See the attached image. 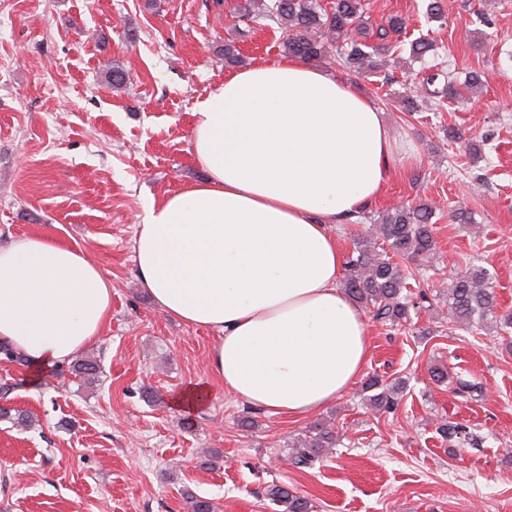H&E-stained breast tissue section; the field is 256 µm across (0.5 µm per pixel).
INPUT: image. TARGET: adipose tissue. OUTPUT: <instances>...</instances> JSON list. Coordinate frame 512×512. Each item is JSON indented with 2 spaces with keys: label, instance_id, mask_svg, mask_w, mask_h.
<instances>
[{
  "label": "adipose tissue",
  "instance_id": "adipose-tissue-1",
  "mask_svg": "<svg viewBox=\"0 0 512 512\" xmlns=\"http://www.w3.org/2000/svg\"><path fill=\"white\" fill-rule=\"evenodd\" d=\"M193 117L205 177L144 205L139 278L160 311L215 333L226 393L270 417L315 413L369 358L331 227L382 195L396 143L354 83L288 56L229 74ZM111 298L79 246L41 230L0 244V342L32 370L98 340Z\"/></svg>",
  "mask_w": 512,
  "mask_h": 512
}]
</instances>
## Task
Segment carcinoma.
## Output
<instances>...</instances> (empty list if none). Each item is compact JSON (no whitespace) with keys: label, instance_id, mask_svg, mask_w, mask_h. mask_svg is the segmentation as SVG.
<instances>
[{"label":"carcinoma","instance_id":"carcinoma-1","mask_svg":"<svg viewBox=\"0 0 512 512\" xmlns=\"http://www.w3.org/2000/svg\"><path fill=\"white\" fill-rule=\"evenodd\" d=\"M367 0H330L324 6L320 0H244L237 5L241 16L274 17L283 26L281 45L284 52L306 62L321 61L336 53L335 61L347 71L362 77L376 73V58L393 48L391 37L406 30V19L394 15L380 28L379 42L361 39L359 25ZM434 51V43L426 35L410 41V63L426 64ZM436 207L428 204L401 205L373 217L360 218L374 227V236L357 244L347 266L349 273L343 290L357 303L369 309L373 317L398 326L419 311L429 297L421 285L410 289V283L394 257L408 259L427 255L434 250L432 218ZM496 302L490 276L484 268H471L448 285V320L471 331L482 329V323L495 313ZM367 388L375 391L368 397L369 405L378 411H391L398 404L400 386L387 385L377 377L369 378ZM439 431L450 441L466 443L473 440L469 427L448 421ZM338 435L332 428L317 424L308 438L291 451V463L301 469L310 466L326 449L336 447ZM274 503L286 507V512H312L311 501L272 484L265 489Z\"/></svg>","mask_w":512,"mask_h":512}]
</instances>
